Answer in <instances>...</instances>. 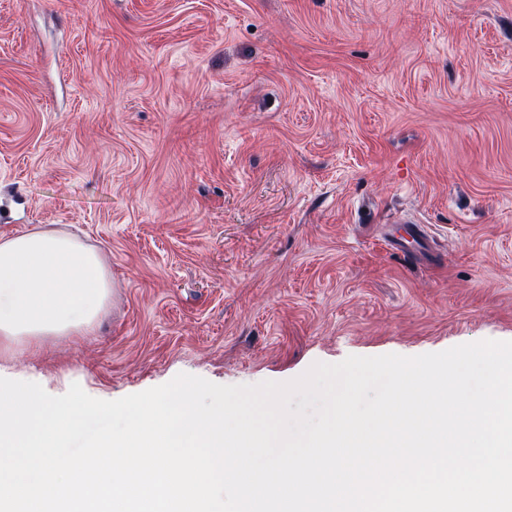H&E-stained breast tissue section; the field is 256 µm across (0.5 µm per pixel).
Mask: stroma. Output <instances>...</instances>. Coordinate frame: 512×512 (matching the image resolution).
Wrapping results in <instances>:
<instances>
[{
  "label": "stroma",
  "mask_w": 512,
  "mask_h": 512,
  "mask_svg": "<svg viewBox=\"0 0 512 512\" xmlns=\"http://www.w3.org/2000/svg\"><path fill=\"white\" fill-rule=\"evenodd\" d=\"M34 226L112 274L91 327L0 337L54 396L512 341V0H0V236ZM394 224H412L410 227H400L397 235L392 236L388 245L390 248L403 255H409V246L412 242L422 243L423 249L428 252V240L423 227L415 222L407 221L405 218L395 217Z\"/></svg>",
  "instance_id": "1"
}]
</instances>
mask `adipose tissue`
Returning <instances> with one entry per match:
<instances>
[{"mask_svg": "<svg viewBox=\"0 0 512 512\" xmlns=\"http://www.w3.org/2000/svg\"><path fill=\"white\" fill-rule=\"evenodd\" d=\"M111 286L105 259L73 236L34 228L0 239V335L91 326Z\"/></svg>", "mask_w": 512, "mask_h": 512, "instance_id": "1", "label": "adipose tissue"}]
</instances>
